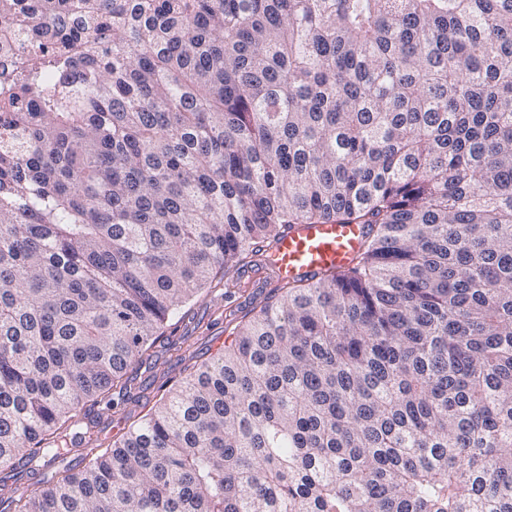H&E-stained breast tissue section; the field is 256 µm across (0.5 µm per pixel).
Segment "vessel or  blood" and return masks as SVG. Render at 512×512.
Returning a JSON list of instances; mask_svg holds the SVG:
<instances>
[{"label":"vessel or blood","instance_id":"b4317fda","mask_svg":"<svg viewBox=\"0 0 512 512\" xmlns=\"http://www.w3.org/2000/svg\"><path fill=\"white\" fill-rule=\"evenodd\" d=\"M362 233L359 224L295 225L285 230L275 246L274 272L288 280L343 266L358 249Z\"/></svg>","mask_w":512,"mask_h":512}]
</instances>
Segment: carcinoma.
Masks as SVG:
<instances>
[{"mask_svg": "<svg viewBox=\"0 0 512 512\" xmlns=\"http://www.w3.org/2000/svg\"><path fill=\"white\" fill-rule=\"evenodd\" d=\"M9 512H512V0H0ZM361 224L111 444L80 414L295 224ZM80 452L78 466L66 463Z\"/></svg>", "mask_w": 512, "mask_h": 512, "instance_id": "carcinoma-1", "label": "carcinoma"}]
</instances>
